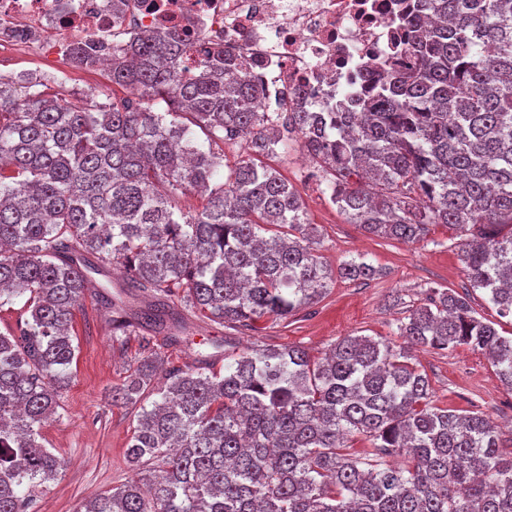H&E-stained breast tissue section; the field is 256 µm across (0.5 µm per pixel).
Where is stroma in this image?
Here are the masks:
<instances>
[{
  "mask_svg": "<svg viewBox=\"0 0 512 512\" xmlns=\"http://www.w3.org/2000/svg\"><path fill=\"white\" fill-rule=\"evenodd\" d=\"M0 73L33 75L42 82L65 80L71 103L95 94L108 103L127 98V88L113 85L107 70L78 69L70 60L18 51L0 58ZM296 188L310 223L319 231L318 253L330 268L355 257L380 269L375 279L337 280L329 294L289 321L267 319L260 331H230L209 320L189 318V343L175 342L161 333L153 343L167 366L195 364L199 349H206L215 369L224 366V340L238 346H299L320 355L346 336H372L402 344L399 320L407 316L432 288L469 293L478 316L493 322L501 335L512 334V320L499 317L484 291L467 292L468 278L458 248L448 229L431 226L424 240L404 242L365 233L348 223L322 193L313 169L299 149L271 159ZM73 342L77 347L71 380L61 399L59 418L41 431L44 445L63 462L57 479L36 498L32 512H81L86 501L121 487L136 478L124 451L137 419V408L113 405V385L129 366L144 355L140 333L113 335L111 315L95 291H88L76 311ZM414 356L427 373L435 405L479 412L498 425L503 437H512V387L498 376L480 352L462 346L451 350H418Z\"/></svg>",
  "mask_w": 512,
  "mask_h": 512,
  "instance_id": "stroma-1",
  "label": "stroma"
}]
</instances>
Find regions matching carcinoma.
I'll use <instances>...</instances> for the list:
<instances>
[{
  "label": "carcinoma",
  "mask_w": 512,
  "mask_h": 512,
  "mask_svg": "<svg viewBox=\"0 0 512 512\" xmlns=\"http://www.w3.org/2000/svg\"><path fill=\"white\" fill-rule=\"evenodd\" d=\"M390 61L347 92L357 112H267L262 85L190 39L112 31V83L167 105L68 103L0 73V304L24 301L0 332V512H28L61 460L41 429L59 416L76 356L74 310L106 267L152 301L134 313L102 300L114 330L179 333L171 306L228 328L286 321L336 279L371 280L351 259L328 268L317 228L292 185L262 158L293 146L352 224L416 241L442 224L460 241L471 287L512 317V0H420ZM71 62L100 63L93 42ZM198 128L208 146L198 144ZM251 135L232 165L213 145ZM202 204L183 209L188 191ZM411 345L468 346L512 385V336L475 315L468 297L433 289L397 324ZM149 354L112 386V405L139 406L125 449L149 468L84 512H512V449L484 415L433 404L427 374L404 348L345 336L323 357L296 346L224 354L172 367ZM156 395L151 407L144 400ZM374 451L358 458L344 439Z\"/></svg>",
  "instance_id": "cac0c4a2"
}]
</instances>
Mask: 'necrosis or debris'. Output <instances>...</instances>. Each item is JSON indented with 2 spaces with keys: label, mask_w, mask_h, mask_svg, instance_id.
<instances>
[{
  "label": "necrosis or debris",
  "mask_w": 512,
  "mask_h": 512,
  "mask_svg": "<svg viewBox=\"0 0 512 512\" xmlns=\"http://www.w3.org/2000/svg\"><path fill=\"white\" fill-rule=\"evenodd\" d=\"M398 16L397 0H132L117 23L112 0H0V55L65 57L73 36L103 41L116 25L181 30L195 49L224 48L269 93L302 90L304 109L322 112L328 91L380 68Z\"/></svg>",
  "instance_id": "obj_1"
}]
</instances>
